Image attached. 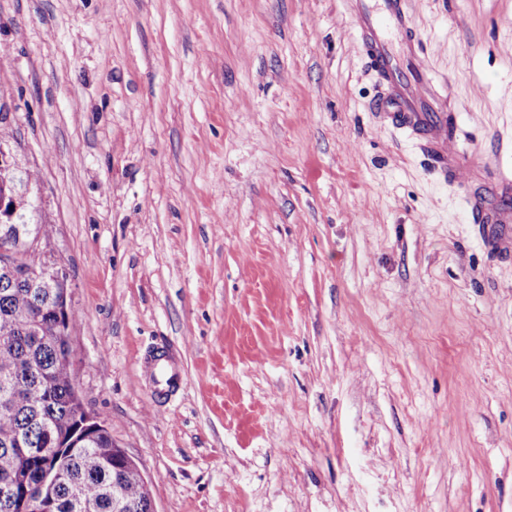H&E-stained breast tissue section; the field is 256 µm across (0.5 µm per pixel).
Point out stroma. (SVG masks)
Here are the masks:
<instances>
[{
    "label": "stroma",
    "mask_w": 512,
    "mask_h": 512,
    "mask_svg": "<svg viewBox=\"0 0 512 512\" xmlns=\"http://www.w3.org/2000/svg\"><path fill=\"white\" fill-rule=\"evenodd\" d=\"M410 8L462 150L512 171V0ZM377 90L351 0H0L73 379L156 512H512V255ZM152 378L154 392L158 397L171 394L181 381V375L176 365L161 355L154 359Z\"/></svg>",
    "instance_id": "obj_1"
}]
</instances>
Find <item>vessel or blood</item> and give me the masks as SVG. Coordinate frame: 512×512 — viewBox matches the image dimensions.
Returning a JSON list of instances; mask_svg holds the SVG:
<instances>
[{
  "label": "vessel or blood",
  "mask_w": 512,
  "mask_h": 512,
  "mask_svg": "<svg viewBox=\"0 0 512 512\" xmlns=\"http://www.w3.org/2000/svg\"><path fill=\"white\" fill-rule=\"evenodd\" d=\"M353 18L365 58L386 87L375 103L377 117L414 136L434 170L462 183L474 223L485 225L490 242L512 243V174L496 172L495 188L481 189L487 164L468 162L448 132V89L434 78V65L417 36L408 0H353ZM154 392L165 397L180 384L176 365L164 356L153 363Z\"/></svg>",
  "instance_id": "b4317fda"
}]
</instances>
